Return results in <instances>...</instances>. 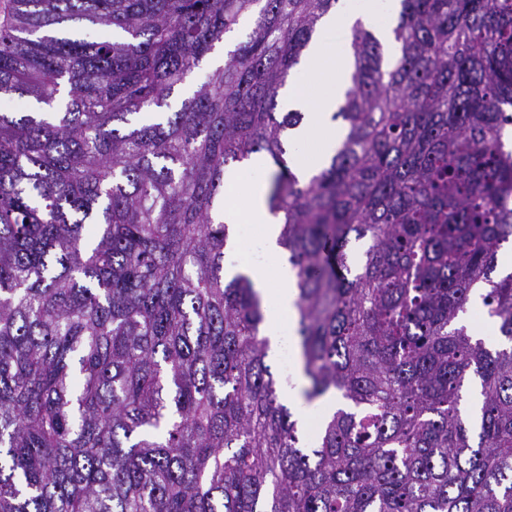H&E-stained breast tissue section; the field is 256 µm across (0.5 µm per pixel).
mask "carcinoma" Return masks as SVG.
Here are the masks:
<instances>
[{"label": "carcinoma", "mask_w": 512, "mask_h": 512, "mask_svg": "<svg viewBox=\"0 0 512 512\" xmlns=\"http://www.w3.org/2000/svg\"><path fill=\"white\" fill-rule=\"evenodd\" d=\"M338 2L0 0V100L47 108L0 111V512H512V0H400L389 52L356 22L305 180L279 96ZM256 155L304 397L341 398L312 448L224 279V170ZM225 58V51H224V40L223 42L217 44L216 49L211 56L204 60L199 68H197L187 79L186 82L182 88V90L175 94L171 99V110H176L179 105L182 97L184 94L185 88H194L196 85L202 83L205 79L207 74L214 68V66L218 62H223ZM473 311L478 312L480 314V319L477 322H473L471 320L470 313ZM483 317L484 315L480 307H470L468 313L466 314L467 322L469 323L475 334H477V336L483 338L491 347H498L499 345H502L505 341L504 339L498 336V332L493 321L489 318L483 319ZM488 319L491 320L492 322L491 327L484 326V322Z\"/></svg>", "instance_id": "carcinoma-1"}]
</instances>
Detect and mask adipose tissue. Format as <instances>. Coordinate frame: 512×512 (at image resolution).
Instances as JSON below:
<instances>
[{
	"mask_svg": "<svg viewBox=\"0 0 512 512\" xmlns=\"http://www.w3.org/2000/svg\"><path fill=\"white\" fill-rule=\"evenodd\" d=\"M364 2V8L359 12L351 10L343 2L335 13L322 20L302 61L301 77L289 89L290 105L305 114L297 135L303 151L296 157L297 166L304 174L315 173L323 167L339 136L331 116L344 89L343 75L347 59L336 47L337 35H350L353 23L359 20L375 27L379 37H386L387 29L381 26L380 20L391 17L398 5V0ZM322 79L330 84V92L311 96L306 90L307 84ZM224 221L234 225L251 224L257 230V245L263 254L262 260L225 265L224 276L229 279L243 274L250 278L267 304V335L271 343H278L279 323L296 316V288L294 273L277 243L282 219L270 213L264 183L259 180L252 182L239 203L225 208Z\"/></svg>",
	"mask_w": 512,
	"mask_h": 512,
	"instance_id": "1",
	"label": "adipose tissue"
}]
</instances>
